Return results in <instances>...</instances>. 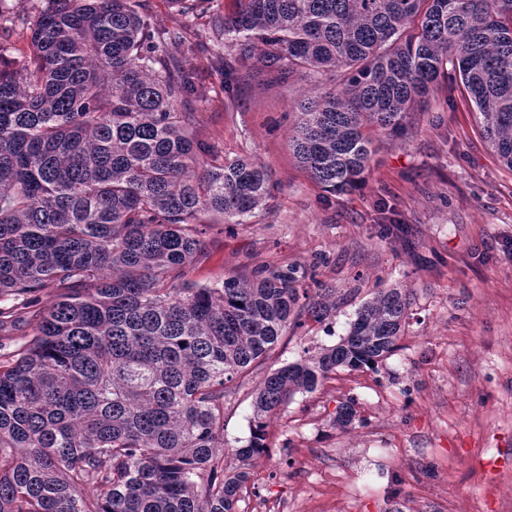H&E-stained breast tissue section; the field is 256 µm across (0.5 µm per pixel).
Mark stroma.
Segmentation results:
<instances>
[{
    "instance_id": "obj_1",
    "label": "stroma",
    "mask_w": 512,
    "mask_h": 512,
    "mask_svg": "<svg viewBox=\"0 0 512 512\" xmlns=\"http://www.w3.org/2000/svg\"><path fill=\"white\" fill-rule=\"evenodd\" d=\"M160 29L186 25L211 37L214 14L236 0H201L183 15L170 0H140ZM45 0H0V47L18 66L29 23ZM185 65L208 90L194 101L202 141L224 155L264 164L278 190L248 223L206 227L205 253L189 277L221 284L258 265L317 264L336 290L325 323L285 335L262 368L224 407V466L250 435L251 392L265 372L304 347L335 344L378 288H411L399 350L378 369L340 370L295 398L267 428L269 448L250 462L239 512H512V170L483 137L462 86L445 80L412 114L399 139L374 134L372 174L355 192L332 196L289 147L292 112L306 82L262 76L234 95L206 59ZM406 226L381 239L379 227ZM354 401L347 430L333 420Z\"/></svg>"
}]
</instances>
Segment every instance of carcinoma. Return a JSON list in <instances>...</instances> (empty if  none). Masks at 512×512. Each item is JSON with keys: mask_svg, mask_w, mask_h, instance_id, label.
I'll return each instance as SVG.
<instances>
[{"mask_svg": "<svg viewBox=\"0 0 512 512\" xmlns=\"http://www.w3.org/2000/svg\"><path fill=\"white\" fill-rule=\"evenodd\" d=\"M136 2L46 0L28 58L0 68V298L60 289L0 360V512H238L249 472L224 474V405L281 336L335 307L314 265L188 278L201 226L247 223L277 185L196 138L189 103L207 89L165 46L207 48ZM238 3L211 19L224 92L262 74L314 82L290 146L324 191L365 185L370 131L405 137L451 74L512 168V0ZM409 307V289L380 288L336 344L267 373L242 464L297 394L393 356ZM353 418L348 401L334 425Z\"/></svg>", "mask_w": 512, "mask_h": 512, "instance_id": "1", "label": "carcinoma"}]
</instances>
